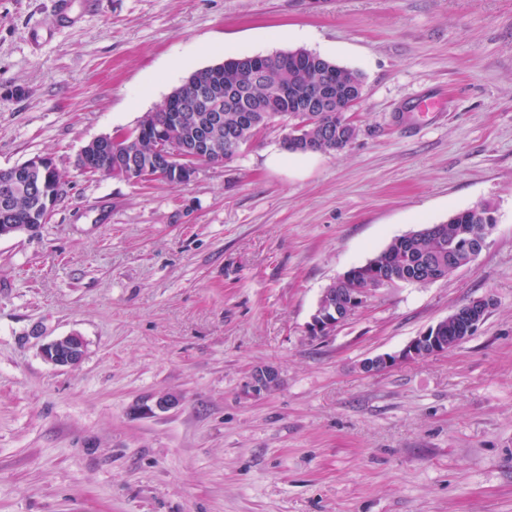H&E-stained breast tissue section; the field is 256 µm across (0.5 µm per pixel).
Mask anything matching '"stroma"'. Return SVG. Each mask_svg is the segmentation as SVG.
<instances>
[{
	"instance_id": "35a3bbf8",
	"label": "stroma",
	"mask_w": 512,
	"mask_h": 512,
	"mask_svg": "<svg viewBox=\"0 0 512 512\" xmlns=\"http://www.w3.org/2000/svg\"><path fill=\"white\" fill-rule=\"evenodd\" d=\"M299 48L363 76L343 150L277 122L177 186L79 168L194 71ZM37 155L64 185L0 237V512H512V0H0V169ZM480 203L468 267L308 337L345 271ZM484 297L463 344L363 370ZM44 360L59 368L78 365L86 354V343L81 336L70 334L43 345Z\"/></svg>"
}]
</instances>
